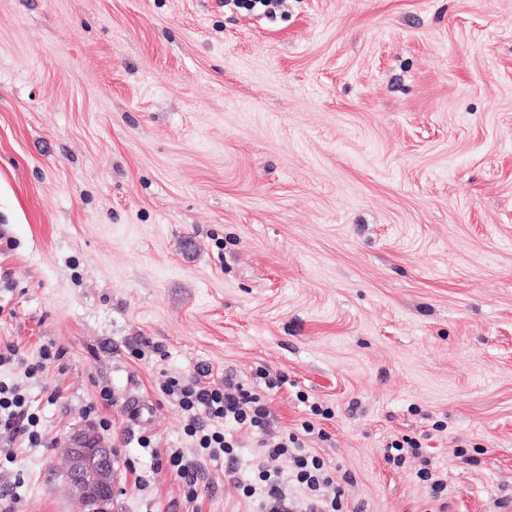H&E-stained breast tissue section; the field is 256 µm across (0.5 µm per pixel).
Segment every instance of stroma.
Returning a JSON list of instances; mask_svg holds the SVG:
<instances>
[{
	"instance_id": "1",
	"label": "stroma",
	"mask_w": 512,
	"mask_h": 512,
	"mask_svg": "<svg viewBox=\"0 0 512 512\" xmlns=\"http://www.w3.org/2000/svg\"><path fill=\"white\" fill-rule=\"evenodd\" d=\"M0 341L19 348L0 382L51 442L0 435V512H79L60 449L101 417L119 512H186L138 439L193 456L158 384L202 366L287 375L276 426L312 420L349 512H426L417 461L383 460L405 435L447 512H495L512 497V0H288L271 19L0 0ZM46 347L59 359L26 377ZM234 438L236 473L200 466L202 512L253 508L256 441ZM420 460V467L416 471L417 478L429 484L431 489V502L442 500L445 484L438 476L437 468L429 456L424 455L421 443L414 437L402 436L401 440L395 439L387 444L384 459L387 464L402 468L408 458Z\"/></svg>"
}]
</instances>
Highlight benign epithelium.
Here are the masks:
<instances>
[{
	"label": "benign epithelium",
	"mask_w": 512,
	"mask_h": 512,
	"mask_svg": "<svg viewBox=\"0 0 512 512\" xmlns=\"http://www.w3.org/2000/svg\"><path fill=\"white\" fill-rule=\"evenodd\" d=\"M64 452L65 480L82 512H115L117 476L115 451L93 430L73 435Z\"/></svg>",
	"instance_id": "benign-epithelium-1"
}]
</instances>
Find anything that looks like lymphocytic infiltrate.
<instances>
[{"instance_id":"lymphocytic-infiltrate-1","label":"lymphocytic infiltrate","mask_w":512,"mask_h":512,"mask_svg":"<svg viewBox=\"0 0 512 512\" xmlns=\"http://www.w3.org/2000/svg\"><path fill=\"white\" fill-rule=\"evenodd\" d=\"M256 376L263 380L264 391L229 379L222 383L213 381L212 371L207 367L189 376H165L159 389L186 414L184 433L195 455L190 458L177 448L156 447L154 437L145 435L138 439L140 446L150 449L157 467L179 477L187 507L191 512H201L199 459L236 462V442L231 430L244 428L257 435L258 456L253 478L243 484L242 494L257 501L259 512H343L345 490L336 479L335 469L306 443L307 435L314 431L313 417L326 416V409L311 404V419L303 421L299 429H287L277 439H269L272 413L264 392L278 388L286 377L281 373L270 374L266 369L257 370ZM39 424L40 419L31 412L25 395L0 384V432L43 448L47 439ZM411 457L420 461L416 476L429 485L432 501H441L445 484L416 438L402 436L385 449L386 463L396 468L403 467ZM278 459L287 460V473L268 468V461Z\"/></svg>"}]
</instances>
